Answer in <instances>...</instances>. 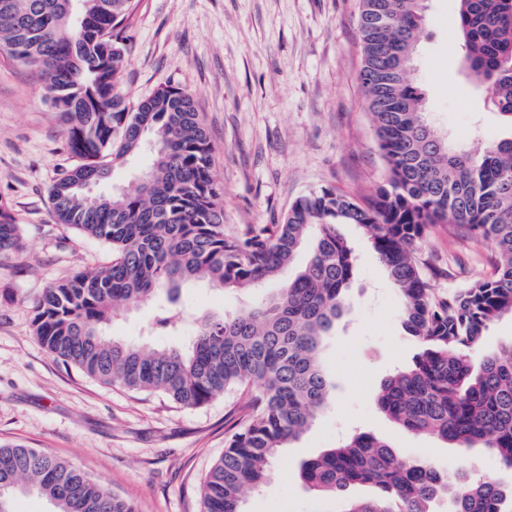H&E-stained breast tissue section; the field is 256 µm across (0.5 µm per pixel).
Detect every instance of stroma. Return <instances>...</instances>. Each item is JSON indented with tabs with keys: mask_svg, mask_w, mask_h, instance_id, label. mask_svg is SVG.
Returning <instances> with one entry per match:
<instances>
[{
	"mask_svg": "<svg viewBox=\"0 0 512 512\" xmlns=\"http://www.w3.org/2000/svg\"><path fill=\"white\" fill-rule=\"evenodd\" d=\"M360 0H137L119 88L128 103L173 85L190 91L213 144V173L224 186V222L236 230L272 224L298 197L332 187L366 202L388 181L359 81ZM457 0H429L413 73L431 126L474 149L512 135L482 106L460 66ZM77 162L65 126L44 99L34 68L0 57V201L22 231L23 248L0 265V446L20 444L66 459L131 503L136 512H200V490L224 453L230 392L196 409L165 396L104 385L47 352L32 332L45 288L112 261V250L54 223L50 192ZM340 231L359 257L349 313L322 351L336 389L311 429L273 462L271 478L249 493L244 512H341L342 500L315 497L301 464L352 433L386 441L405 458L465 468L512 483L494 451L460 452L415 434L378 407L382 381L408 368L421 347L399 319L401 295L369 240L353 224ZM426 278L439 294L493 277L496 254L431 227L419 244ZM218 290L197 282L177 307L233 314L272 291ZM154 304L119 316L107 338L182 347L189 333L148 336Z\"/></svg>",
	"mask_w": 512,
	"mask_h": 512,
	"instance_id": "1",
	"label": "stroma"
}]
</instances>
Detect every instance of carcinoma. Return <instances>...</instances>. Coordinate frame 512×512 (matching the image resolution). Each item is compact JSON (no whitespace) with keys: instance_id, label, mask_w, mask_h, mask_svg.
I'll use <instances>...</instances> for the list:
<instances>
[{"instance_id":"cac0c4a2","label":"carcinoma","mask_w":512,"mask_h":512,"mask_svg":"<svg viewBox=\"0 0 512 512\" xmlns=\"http://www.w3.org/2000/svg\"><path fill=\"white\" fill-rule=\"evenodd\" d=\"M0 0V54L33 66L63 118L79 159L51 191L57 224L112 248V263L79 271L45 289L33 335L67 365L102 384L160 392L195 409L217 395L258 386L236 406L235 431L202 489L203 512H241L245 493L264 485L271 462L326 407L334 384L320 355L347 310L355 252L338 226L356 224L402 294V324L423 345L414 366L382 383L377 405L411 432H433L467 451L491 448L512 470V341L474 363L489 325L512 314V137L478 151L432 141L424 94L410 75L426 0H361L359 72L365 103L389 170L387 185L362 205L332 188L297 198L280 222L224 230V188L211 173L213 147L193 96L168 85L129 105L119 91L125 30L136 0ZM463 69L483 87V103L512 126V0H457ZM152 162L127 187L96 192L124 157L145 147ZM435 224L448 236L490 246L495 275L447 295L429 288L417 244ZM23 248L20 226L0 202V260ZM309 259L295 276L296 254ZM279 288L235 315L157 309L151 330L192 329L185 350L104 339L120 312L192 282L224 289ZM300 478L341 497L354 484L384 494L345 499L343 512H512V484L465 471L441 472L428 459H403L384 440L359 433L304 462ZM0 512L17 492H36L55 512H134L133 506L71 462L37 448L0 447Z\"/></svg>"}]
</instances>
